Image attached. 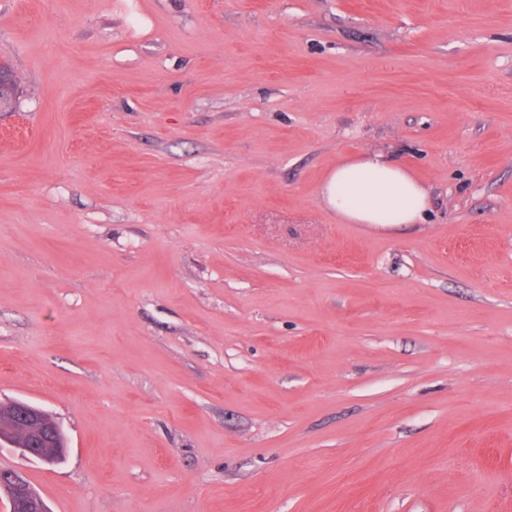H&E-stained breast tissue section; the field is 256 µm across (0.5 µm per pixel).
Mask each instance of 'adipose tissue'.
Instances as JSON below:
<instances>
[{"mask_svg": "<svg viewBox=\"0 0 512 512\" xmlns=\"http://www.w3.org/2000/svg\"><path fill=\"white\" fill-rule=\"evenodd\" d=\"M321 197L347 224H422L430 207L428 190L381 152L339 162L325 178Z\"/></svg>", "mask_w": 512, "mask_h": 512, "instance_id": "obj_1", "label": "adipose tissue"}]
</instances>
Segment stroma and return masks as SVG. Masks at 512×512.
Here are the masks:
<instances>
[{
  "instance_id": "1",
  "label": "stroma",
  "mask_w": 512,
  "mask_h": 512,
  "mask_svg": "<svg viewBox=\"0 0 512 512\" xmlns=\"http://www.w3.org/2000/svg\"><path fill=\"white\" fill-rule=\"evenodd\" d=\"M0 446L50 512H512V0H0ZM380 151L423 224L320 185ZM320 193L345 224H423L430 208L428 190L381 152L336 164ZM13 409L15 417H12L10 415L13 412ZM46 413L47 412L43 409L33 407L32 405L21 401L14 402L13 408L10 403H1V445L2 443H5L13 446L11 442L12 436L20 429H25L27 436H32V444L31 448H23V450L48 460L51 456L55 454L54 449L55 446L57 445L56 437L60 438V436L54 428L49 429L47 435L41 433V430L45 427V425L42 424L41 421L45 418Z\"/></svg>"
}]
</instances>
